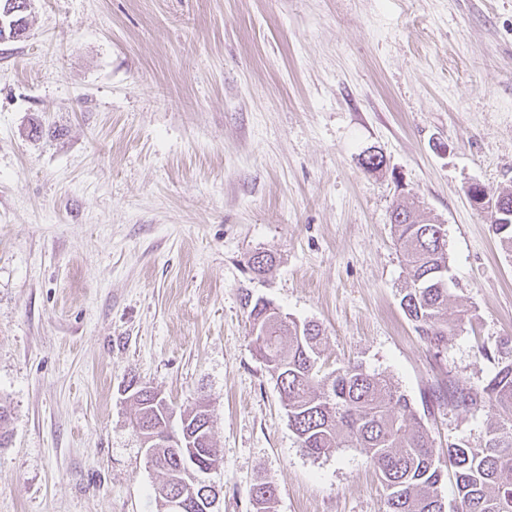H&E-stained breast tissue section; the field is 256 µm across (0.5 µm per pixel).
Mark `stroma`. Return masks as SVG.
I'll return each instance as SVG.
<instances>
[{
	"label": "stroma",
	"mask_w": 512,
	"mask_h": 512,
	"mask_svg": "<svg viewBox=\"0 0 512 512\" xmlns=\"http://www.w3.org/2000/svg\"><path fill=\"white\" fill-rule=\"evenodd\" d=\"M475 183L512 190V0H33L0 40V512H156L133 381L209 402L213 512L258 477L276 512H386L360 449L301 448L244 296L319 324L325 371L389 377L435 448L477 442L487 402L424 406L512 342ZM398 201L443 224L472 314L439 353L400 306Z\"/></svg>",
	"instance_id": "1"
}]
</instances>
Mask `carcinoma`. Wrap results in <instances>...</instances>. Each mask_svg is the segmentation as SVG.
<instances>
[{"mask_svg":"<svg viewBox=\"0 0 512 512\" xmlns=\"http://www.w3.org/2000/svg\"><path fill=\"white\" fill-rule=\"evenodd\" d=\"M404 222L394 225L396 242L408 271L401 307L420 338L432 347L447 344L457 327L471 321L467 310L448 316V250L443 225L398 204ZM262 276L273 256L259 251L248 259ZM250 344L279 390L289 426L313 457L335 448H359L373 463L387 490L386 512H447L439 492L444 477L440 453L424 419L390 380L360 365L326 373L322 369L324 333L319 325L280 317L272 302L245 294ZM494 415L485 436L472 444L448 446L454 469L458 512H512V358L501 362L483 388ZM446 401L467 410L477 395L456 384L431 389L427 403ZM165 397L145 394L134 400L135 426L160 423ZM153 466L171 482L182 463L170 448L152 449ZM198 464L218 465L212 443L199 445ZM253 512H274L276 488L263 479L248 490Z\"/></svg>","mask_w":512,"mask_h":512,"instance_id":"1","label":"carcinoma"}]
</instances>
